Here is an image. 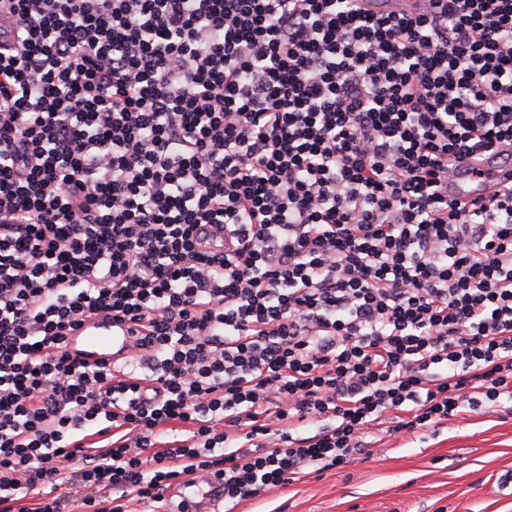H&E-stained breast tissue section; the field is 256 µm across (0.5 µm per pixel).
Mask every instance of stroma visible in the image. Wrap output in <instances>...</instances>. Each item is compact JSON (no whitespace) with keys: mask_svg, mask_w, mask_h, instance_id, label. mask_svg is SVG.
I'll return each mask as SVG.
<instances>
[{"mask_svg":"<svg viewBox=\"0 0 512 512\" xmlns=\"http://www.w3.org/2000/svg\"><path fill=\"white\" fill-rule=\"evenodd\" d=\"M512 409L395 435L370 458L288 483L237 512H512Z\"/></svg>","mask_w":512,"mask_h":512,"instance_id":"obj_1","label":"stroma"}]
</instances>
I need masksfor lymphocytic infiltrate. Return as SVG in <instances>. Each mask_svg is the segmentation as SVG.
<instances>
[{"label": "lymphocytic infiltrate", "instance_id": "1", "mask_svg": "<svg viewBox=\"0 0 512 512\" xmlns=\"http://www.w3.org/2000/svg\"><path fill=\"white\" fill-rule=\"evenodd\" d=\"M362 2L0 0V512H235L512 404V0ZM497 168L498 164L493 155H485L482 159L464 163L448 180L449 199L469 202L478 197L496 195L500 188V173L495 172ZM476 169L481 170L484 175L475 174ZM488 172H491L490 176H487ZM130 336L127 327L112 321L93 319L84 323L75 336L70 337L72 352H79L90 362L125 363L129 357ZM199 483V490H206V484ZM224 500V487L220 483L212 482L207 490L201 493L199 501H187L185 512H215L218 501Z\"/></svg>", "mask_w": 512, "mask_h": 512}]
</instances>
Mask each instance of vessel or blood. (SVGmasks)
<instances>
[{"label": "vessel or blood", "mask_w": 512, "mask_h": 512, "mask_svg": "<svg viewBox=\"0 0 512 512\" xmlns=\"http://www.w3.org/2000/svg\"><path fill=\"white\" fill-rule=\"evenodd\" d=\"M498 164L493 156L464 163L448 181V196L467 202L475 198L496 195L500 188ZM130 336L126 326L103 319L84 323L69 345L71 351L81 353L91 362L121 364L129 357ZM224 489L220 483H211L200 500L188 502L185 512H215L218 501L223 500Z\"/></svg>", "instance_id": "vessel-or-blood-1"}]
</instances>
